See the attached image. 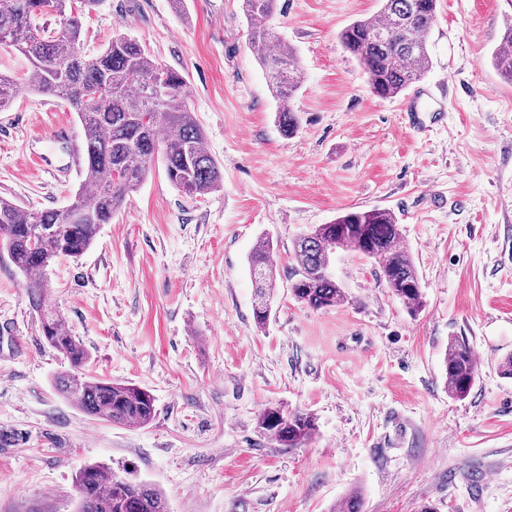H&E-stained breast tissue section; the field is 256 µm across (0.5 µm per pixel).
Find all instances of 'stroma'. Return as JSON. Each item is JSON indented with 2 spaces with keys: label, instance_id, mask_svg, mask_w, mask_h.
Listing matches in <instances>:
<instances>
[{
  "label": "stroma",
  "instance_id": "35a3bbf8",
  "mask_svg": "<svg viewBox=\"0 0 512 512\" xmlns=\"http://www.w3.org/2000/svg\"><path fill=\"white\" fill-rule=\"evenodd\" d=\"M100 0L83 48L121 31L185 77L184 96L224 172L221 190L179 192L162 167L103 225L79 261L45 273L42 309L0 255V512H77L73 478L101 462L159 489L169 512H512V82L491 53L512 0H438L413 130L402 98L374 96L339 32L377 0H278L273 23L305 72L283 137L278 104L248 46L241 0ZM83 130L63 101L19 94L0 111V197L67 206L80 173L56 174ZM387 208L422 281L410 316L369 260L331 264L348 300L294 299V240L350 207ZM274 243L270 321H253L247 256ZM55 311L88 349L89 374L148 389L146 426L93 419L54 387L67 367L44 340ZM479 374L445 388L448 339ZM269 404L317 418L285 448L257 428Z\"/></svg>",
  "mask_w": 512,
  "mask_h": 512
}]
</instances>
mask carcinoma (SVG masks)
Returning a JSON list of instances; mask_svg holds the SVG:
<instances>
[{"instance_id":"1","label":"carcinoma","mask_w":512,"mask_h":512,"mask_svg":"<svg viewBox=\"0 0 512 512\" xmlns=\"http://www.w3.org/2000/svg\"><path fill=\"white\" fill-rule=\"evenodd\" d=\"M98 0H0V45L26 57L21 76L0 72V110L22 92L50 95L66 101L84 130L83 181L70 204L62 209L24 211L0 199V250L30 281L28 295L40 306L45 291L41 275L59 259L80 258L105 224L112 222L124 201L161 163L169 181L190 198L224 185L219 163L208 150L205 135L183 96L185 78L161 63L142 44L116 32L94 55L81 50L82 15ZM375 15L354 21L339 33L343 47L369 75L374 95L391 99L419 82L431 67L427 45L437 0H378ZM277 0H242L249 26L248 44L263 70L267 86L279 103L278 123L284 135L294 134L298 117L290 100L304 81L296 53L285 46L271 25ZM58 18L56 26L44 16ZM496 68L512 81V27L492 52ZM166 82L168 92L157 97L151 82ZM338 251L352 252L373 263L381 280L412 316L425 306L414 260L402 244L400 226L385 208L350 207L327 224H319L295 239L293 297L312 310L347 301L336 280L326 276ZM273 243L263 235L248 256L256 284L253 319L266 328L277 286ZM46 341L69 364L54 378L56 389L85 414L123 426H145L155 416L151 393L132 383H117L84 373L89 353L71 334L62 317L41 314ZM448 396L462 400L478 375V362L464 338L448 341L443 360ZM262 435L286 448L304 445L316 433V417L265 406L257 419ZM78 512H169L164 496L145 483H133L111 468L91 463L75 475Z\"/></svg>"}]
</instances>
